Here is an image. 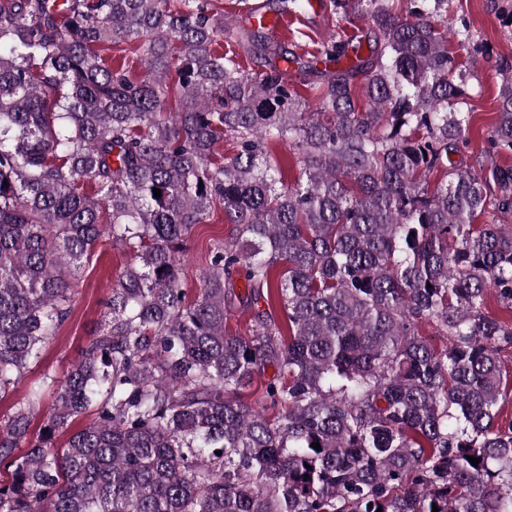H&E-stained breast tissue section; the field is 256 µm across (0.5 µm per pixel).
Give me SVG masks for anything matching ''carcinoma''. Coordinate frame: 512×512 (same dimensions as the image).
<instances>
[{
    "mask_svg": "<svg viewBox=\"0 0 512 512\" xmlns=\"http://www.w3.org/2000/svg\"><path fill=\"white\" fill-rule=\"evenodd\" d=\"M401 2L329 0L368 55L318 45L312 112L279 67L298 57L213 0H0L1 392L66 319L68 268L105 235L133 253L39 431V387L0 420V512H512V321L485 311L491 288L512 309V165L448 170L471 119L448 0ZM129 40L139 81L99 54ZM494 67L508 154L512 59ZM218 207L236 236L190 301L181 257ZM239 306L246 337L224 330Z\"/></svg>",
    "mask_w": 512,
    "mask_h": 512,
    "instance_id": "cac0c4a2",
    "label": "carcinoma"
}]
</instances>
